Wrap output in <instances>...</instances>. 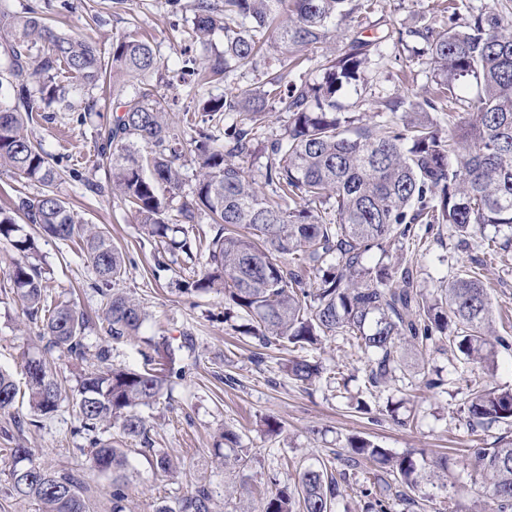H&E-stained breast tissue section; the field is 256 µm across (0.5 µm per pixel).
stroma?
I'll return each mask as SVG.
<instances>
[{"label":"stroma","mask_w":512,"mask_h":512,"mask_svg":"<svg viewBox=\"0 0 512 512\" xmlns=\"http://www.w3.org/2000/svg\"><path fill=\"white\" fill-rule=\"evenodd\" d=\"M434 3L378 0L362 23L339 20L334 36L305 51L289 80L319 79L326 55L358 38L371 44L369 63L364 86H346L336 93L347 112L361 118L382 111L389 99L421 101L432 85L433 70L428 59H413L419 43L409 32L427 21L437 28L444 25V18L432 10ZM192 4L193 0H69L64 10L60 0H0V11L16 16L30 8L42 11L57 28L92 40L105 52L126 36L149 41L165 79L159 93L165 101L175 102L171 118L178 125L195 111L196 103L186 97L183 84L173 80L174 71L185 60L202 58L206 50L224 48L220 31L206 48L188 38ZM61 83L67 93L63 101L52 104L53 120L34 116L27 132L41 141L50 163L62 171L54 184L57 196L84 221L106 227L123 251L127 273L122 286L134 292L147 313L139 337L111 341L112 361L143 367L154 355L147 343L151 337L166 339L174 355V369L159 399L140 410L152 445L137 444L127 452V512H156L162 500L187 494L199 483L210 484L216 501H223L224 486L234 482L235 474L225 467L215 446L227 429L253 457L250 483L265 490L276 488L295 469L335 460L346 453L348 438L360 436L419 459L448 457V485L423 486L421 512H486L488 502L480 492L481 478L469 450L512 435V426L494 423L470 433L463 408L475 383L512 388V349L500 350L489 372L445 348L424 359L412 356L404 376L372 390L366 382V356L349 337L335 336L303 353L320 363L321 377L309 385L296 382L287 371L288 353L263 348L253 337L239 333L244 314L225 318L223 296L182 293L181 261L168 258L167 271L154 274V245L113 195L108 163L95 149V125L83 118L91 101L100 97L107 100L105 118H112L125 88L117 83L103 94L69 76ZM93 182L101 184V191L90 190ZM24 231L36 238L31 261L43 269L53 298L95 309L100 296L84 253L71 243L37 235L35 227L25 226ZM416 231L424 238L422 248L394 250L386 257L376 251L370 260L390 265L406 260L418 271L417 288L429 294L447 283L470 255L458 249L447 225L430 230L420 225ZM14 256L10 242L0 240V368L21 387L26 382V359L40 354L41 345L32 324L3 291ZM482 273L490 285L495 327L500 335L512 336V252L505 260L484 266ZM423 372L444 379L446 392L417 397L415 385ZM32 416L25 403L0 412V512H40L36 501L9 492L10 450L20 445L33 449L41 464L78 471L91 512H112V477L89 471L87 442L76 432L78 419L71 402L61 401L58 411L39 425H29ZM158 452L174 460L173 473L155 469Z\"/></svg>","instance_id":"1"}]
</instances>
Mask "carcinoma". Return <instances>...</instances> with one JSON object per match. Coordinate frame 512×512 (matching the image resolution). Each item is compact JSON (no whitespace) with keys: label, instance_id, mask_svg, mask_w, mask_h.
Returning a JSON list of instances; mask_svg holds the SVG:
<instances>
[{"label":"carcinoma","instance_id":"1","mask_svg":"<svg viewBox=\"0 0 512 512\" xmlns=\"http://www.w3.org/2000/svg\"><path fill=\"white\" fill-rule=\"evenodd\" d=\"M373 0H194L192 36L206 46L215 30L224 32V49L191 60L180 68L195 90L228 79L231 73L255 68L258 58L276 55L279 69L262 86L231 87L219 98H199L203 124L175 127L159 96L154 77L160 64L152 47L122 38L104 55L86 39L58 30L32 8L11 20L0 14L8 30V83L14 104L0 103V167L41 186L19 198L12 211L0 210V239L13 243L19 258L9 268L13 293L38 328L43 353L56 351L85 364L76 385L79 427L90 447V466L112 475V512H126L123 442L149 441L150 429L139 409L160 396L171 354L157 343V366L134 370L112 364L109 347L90 352L86 340H120L139 335L146 320L140 300L119 287L126 275L123 254L106 228L85 224L51 190L57 171L42 145L23 132V113H31L28 83L47 81L41 100H61L66 88L53 73L66 69L91 89L117 77L132 79L133 93L119 104L121 113L97 130L98 154L109 163L116 192L141 233L184 253L188 260L205 253L206 261L191 270L182 291L224 295L225 314L243 312L245 332L264 348L305 350L328 336H350L359 349L372 353L368 383L378 388L405 371L402 350L425 354L438 343L462 354L483 370L495 365L498 349L512 342L493 326V308L478 269H460L427 296L415 287L411 264L387 266L367 262L370 252L415 244L418 224L449 225L466 246L478 236L483 254L495 252L501 228L512 230V20L490 11L461 24L437 30L426 25L411 35L426 45L435 73L434 86L422 101L410 105L402 123L364 122L343 115L337 88L361 81L369 44L355 38L340 55L325 59L322 81L294 82L282 92L288 68L299 53L326 40L336 17L360 19ZM44 43L38 61L31 44ZM479 81L473 98L461 94L460 78ZM288 113L285 133L267 141L265 183L268 195L229 158L261 143L258 121L275 105ZM239 124L227 129L219 143L216 132L227 114ZM441 112L455 129L443 133L431 116ZM192 156L198 175L191 199L169 214L167 194L181 189L178 161ZM209 216L215 234L190 236L199 214ZM42 235L75 241L97 277L100 307L89 317L49 294L42 268L28 261L35 240L21 233L16 216ZM495 234H486L487 228ZM323 368L307 359L288 361V374L304 385ZM30 424L59 408L62 383L48 372L42 358L26 361ZM19 391L11 375L0 369V411L12 409ZM464 413L471 431L491 423L512 424V389L476 388L468 394ZM118 438L103 437L112 426ZM345 465L360 467L365 488L379 512L390 500L412 507L414 494L427 480L445 487L448 458L433 463L411 453L396 454L367 439H348ZM9 491L32 497L42 512H90L83 486L72 472L51 470L28 448L10 449ZM483 479L491 512H512V436L491 447L471 449ZM253 457L245 448L224 454V465L248 470ZM347 472L321 463L295 474L292 482L263 494L261 512H333ZM157 512H214V492L201 484Z\"/></svg>","mask_w":512,"mask_h":512}]
</instances>
